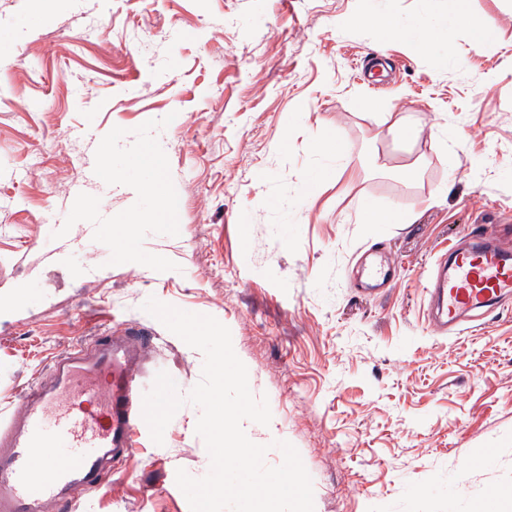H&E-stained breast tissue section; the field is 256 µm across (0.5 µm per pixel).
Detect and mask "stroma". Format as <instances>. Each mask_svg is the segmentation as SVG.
<instances>
[{"instance_id": "35a3bbf8", "label": "stroma", "mask_w": 512, "mask_h": 512, "mask_svg": "<svg viewBox=\"0 0 512 512\" xmlns=\"http://www.w3.org/2000/svg\"><path fill=\"white\" fill-rule=\"evenodd\" d=\"M467 8L424 48L450 0H49L37 19L0 0V413L76 340L131 326L151 333L143 388L163 371L188 394L203 355L154 297L229 328L272 413L246 434L270 466L276 442L298 450L314 512H483L492 490L512 512V303L453 335L428 322L439 256L474 231L512 241V0ZM146 142L166 158L158 223ZM365 203L406 221L360 223ZM367 252L394 287L358 290ZM199 416L138 433L77 512H190L176 471H209Z\"/></svg>"}]
</instances>
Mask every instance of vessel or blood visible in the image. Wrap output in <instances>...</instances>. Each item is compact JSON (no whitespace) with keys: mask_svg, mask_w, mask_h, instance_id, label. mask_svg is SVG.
I'll list each match as a JSON object with an SVG mask.
<instances>
[{"mask_svg":"<svg viewBox=\"0 0 512 512\" xmlns=\"http://www.w3.org/2000/svg\"><path fill=\"white\" fill-rule=\"evenodd\" d=\"M433 293L440 334L468 313L511 299L512 247L471 235L451 252ZM144 344L138 332L78 341L28 387L16 411L0 416V512H42L47 502L70 512L73 487H99L134 452L144 425V391L134 379Z\"/></svg>","mask_w":512,"mask_h":512,"instance_id":"vessel-or-blood-1","label":"vessel or blood"}]
</instances>
